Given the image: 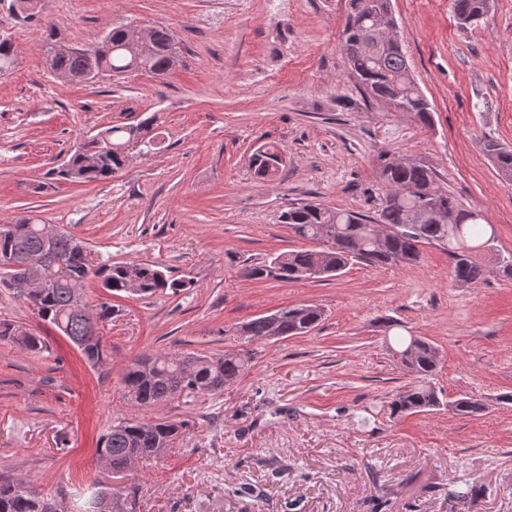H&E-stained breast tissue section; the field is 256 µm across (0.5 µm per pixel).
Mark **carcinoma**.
Wrapping results in <instances>:
<instances>
[{"label": "carcinoma", "instance_id": "1", "mask_svg": "<svg viewBox=\"0 0 512 512\" xmlns=\"http://www.w3.org/2000/svg\"><path fill=\"white\" fill-rule=\"evenodd\" d=\"M490 0H450V8L462 28L478 25L486 16ZM391 12L390 0H349L346 22L341 32V50L350 74L363 98L383 101L396 112H408L423 124L432 122V107L413 78L408 57L400 40H375L381 19ZM46 61L63 80L91 82L102 76L143 73L164 76L177 64L179 54L172 31L165 26L145 29L133 39L123 24L115 25L100 45L92 49L65 51L56 28L46 27ZM154 117L125 126H110L75 148L67 166L49 174L73 183L104 181L133 158V150L153 141ZM482 152L491 159L499 175L512 180V149L498 140H481ZM282 154L274 143L259 146L250 166L259 181L273 180ZM382 196L379 209L370 217L360 212L328 209L312 202H301L282 213V223L302 240L320 241V249L301 248L283 252L269 261L244 267L240 275L248 280L296 282L328 279L340 271L363 265L384 268L420 259L422 247L435 245L448 253L455 281L475 284L491 270L479 261V254L492 247L496 232L484 223L482 214L461 207L437 182L432 168L419 160L396 164L385 162L379 168ZM30 256L44 259L31 276L45 287L28 292L19 273L8 268ZM68 261L61 274L56 260ZM0 271L7 274L6 286L27 302L38 317L67 337L92 366L107 357L100 326L119 313L110 302L89 303L86 288L90 279H100L101 288L113 296L139 298L171 291L177 293L190 282L167 276L161 266L151 263L105 264L92 256L87 247L68 231L47 238L41 220L23 216L14 223L0 224ZM81 298L89 318L72 313L73 301ZM324 318L315 306L285 307L258 316L240 326L238 333L247 340L286 339L310 332ZM0 340L10 341L33 352L44 349L43 338L7 321H0ZM390 352L399 355L400 364L415 381L398 391L390 401V415L403 416L430 411L441 404L439 392L430 384L440 362L438 348L426 337L396 335ZM251 361L247 352L232 351L222 356L198 354H159L137 359L122 374L126 399L145 411L136 418H124L112 425L97 441V454L114 468L164 455L184 433L183 425L146 415V412L183 395L214 396L237 381ZM459 415L477 417L485 411L481 400L462 397L451 404ZM106 503L101 512H138L137 488L104 489ZM0 512H74L71 500L43 496L24 478L0 480Z\"/></svg>", "mask_w": 512, "mask_h": 512}]
</instances>
